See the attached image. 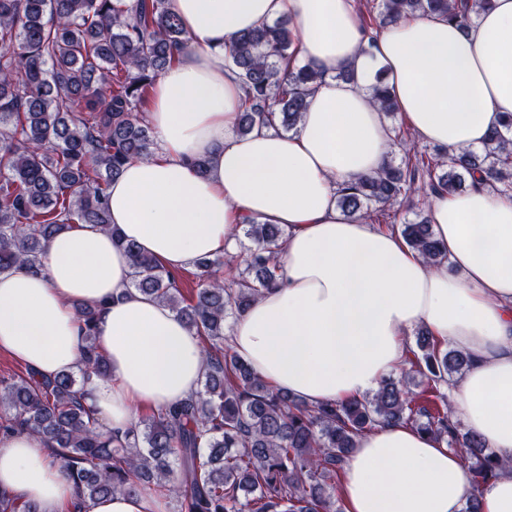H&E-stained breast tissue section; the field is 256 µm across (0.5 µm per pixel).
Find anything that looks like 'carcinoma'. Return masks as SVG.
Wrapping results in <instances>:
<instances>
[{"label":"carcinoma","instance_id":"carcinoma-1","mask_svg":"<svg viewBox=\"0 0 512 512\" xmlns=\"http://www.w3.org/2000/svg\"><path fill=\"white\" fill-rule=\"evenodd\" d=\"M491 4L377 0L376 26L364 35L372 43L381 29L421 12L465 30ZM188 43L165 0H0V274L41 269L53 236L76 223L95 224L129 255L132 287L207 343L199 391L121 436L109 433L94 426L80 400L86 380L107 376L109 365L96 343L98 309L78 304L83 368L51 380L31 372L0 380V433L22 430L50 443L84 503L121 492L170 496L179 512H341L336 477L357 440L401 423L463 454L474 484L464 512H481L480 489L512 459L462 430L453 415L444 387L468 369L466 353L442 349L420 330L400 376L383 378L361 399L307 404L272 388L224 345L227 320L277 284L284 227L244 219L240 229L252 243L244 269L236 271L232 256L196 260L199 287L187 301L171 271L112 227L106 190L128 161L152 155L148 93ZM297 55L296 35L282 21L244 32L229 46L245 87L238 136L259 127L296 129L323 79L312 64L295 62ZM371 93L379 111L397 112L382 78ZM394 148L400 164L390 160L341 186L336 205L356 221L397 226L433 266L444 265L447 252L428 219L400 220L418 178H428L430 193L452 196L480 173L512 197V117L492 128L479 150L429 156L399 134Z\"/></svg>","mask_w":512,"mask_h":512}]
</instances>
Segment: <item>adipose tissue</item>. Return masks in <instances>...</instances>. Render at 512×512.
Wrapping results in <instances>:
<instances>
[{
    "label": "adipose tissue",
    "mask_w": 512,
    "mask_h": 512,
    "mask_svg": "<svg viewBox=\"0 0 512 512\" xmlns=\"http://www.w3.org/2000/svg\"><path fill=\"white\" fill-rule=\"evenodd\" d=\"M190 48L155 83L148 120L157 151L108 188L111 222L179 270L236 245L243 218L286 227L282 276L237 318L231 350L274 388L315 404L373 393L423 328L472 363L453 384L455 410L487 447L512 458V200L480 184L431 196L447 249L430 266L392 233L350 219L338 184L385 166L393 129L371 102L376 72L421 141L477 149L512 114V0H493L467 31L418 14L368 42L353 0H167ZM288 20L299 56L323 72L297 129L234 132L243 95L227 49L246 29ZM353 70L351 80L338 79ZM207 161L200 173L198 161ZM110 234L81 224L53 238L44 267L0 274V350L50 379L83 365L76 304H101L97 345L110 374L83 400L104 430L196 392L203 344L131 285ZM346 512H463L472 492L461 456L415 428L364 434L340 471ZM0 495L38 512H80L75 484L45 443L0 441Z\"/></svg>",
    "instance_id": "1"
}]
</instances>
